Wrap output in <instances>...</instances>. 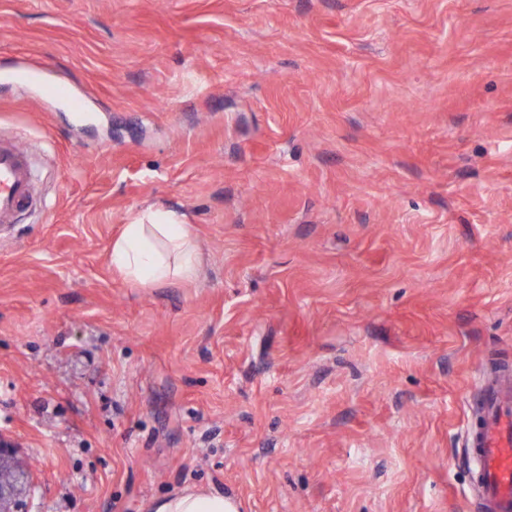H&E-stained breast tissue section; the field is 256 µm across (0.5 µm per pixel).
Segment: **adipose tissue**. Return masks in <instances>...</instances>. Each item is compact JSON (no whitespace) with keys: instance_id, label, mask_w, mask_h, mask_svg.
I'll use <instances>...</instances> for the list:
<instances>
[{"instance_id":"adipose-tissue-1","label":"adipose tissue","mask_w":512,"mask_h":512,"mask_svg":"<svg viewBox=\"0 0 512 512\" xmlns=\"http://www.w3.org/2000/svg\"><path fill=\"white\" fill-rule=\"evenodd\" d=\"M112 266L125 280L154 286L191 279L197 254L191 232L180 215L155 206L145 208L112 242ZM152 512H237L236 502L220 493L186 488L156 499Z\"/></svg>"}]
</instances>
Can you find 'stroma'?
I'll return each instance as SVG.
<instances>
[{
    "mask_svg": "<svg viewBox=\"0 0 512 512\" xmlns=\"http://www.w3.org/2000/svg\"><path fill=\"white\" fill-rule=\"evenodd\" d=\"M0 140L35 181L0 225L23 512H471L512 368V0H0ZM152 204L192 280L113 269ZM237 508L232 498L202 488H185L151 506L152 512H237Z\"/></svg>",
    "mask_w": 512,
    "mask_h": 512,
    "instance_id": "35a3bbf8",
    "label": "stroma"
}]
</instances>
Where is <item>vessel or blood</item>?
Returning a JSON list of instances; mask_svg holds the SVG:
<instances>
[{
  "instance_id": "vessel-or-blood-1",
  "label": "vessel or blood",
  "mask_w": 512,
  "mask_h": 512,
  "mask_svg": "<svg viewBox=\"0 0 512 512\" xmlns=\"http://www.w3.org/2000/svg\"><path fill=\"white\" fill-rule=\"evenodd\" d=\"M32 165L14 144L0 142V223H12L31 201ZM478 512H512V371L502 370L484 392L467 433Z\"/></svg>"
}]
</instances>
